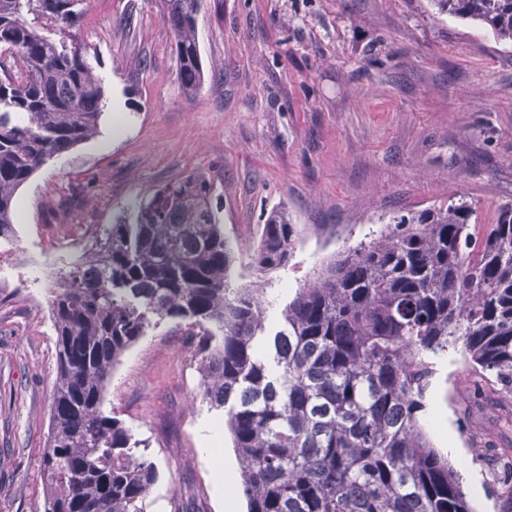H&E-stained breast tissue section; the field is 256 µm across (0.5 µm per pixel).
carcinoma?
I'll return each instance as SVG.
<instances>
[{
    "label": "carcinoma",
    "mask_w": 512,
    "mask_h": 512,
    "mask_svg": "<svg viewBox=\"0 0 512 512\" xmlns=\"http://www.w3.org/2000/svg\"><path fill=\"white\" fill-rule=\"evenodd\" d=\"M78 0H0V239L16 192L55 156L95 137L106 89L80 42L55 43ZM178 80L204 79L202 0H163ZM512 45V0H430ZM472 204L403 215L296 290L264 335V288L231 287L234 248L214 182L189 173L157 189L59 275L51 299L58 372L44 512H144L157 479L148 443L104 411L118 358L165 320L197 329L202 401L224 411L247 512H470L458 472L419 422L435 360L460 346L471 371L512 393V203L471 259ZM299 233L284 207L263 224L254 264L285 265Z\"/></svg>",
    "instance_id": "1"
}]
</instances>
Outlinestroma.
<instances>
[{
  "mask_svg": "<svg viewBox=\"0 0 512 512\" xmlns=\"http://www.w3.org/2000/svg\"><path fill=\"white\" fill-rule=\"evenodd\" d=\"M74 35L106 87L99 133L16 193L0 241V512H43L57 376L51 289L62 268L155 189L189 172L215 182L235 248L232 287L263 283L274 330L295 290L401 215L467 199L476 224L512 202V46L432 15L427 0H203L201 89L184 94L161 0H82ZM301 235L288 263L252 255L269 212ZM197 337L166 321L127 349L104 393L158 477L144 512H247L224 414L199 396ZM421 418L464 479L472 512H512L497 494L512 448V395L438 360ZM456 439L463 457L449 456Z\"/></svg>",
  "mask_w": 512,
  "mask_h": 512,
  "instance_id": "obj_1",
  "label": "stroma"
}]
</instances>
